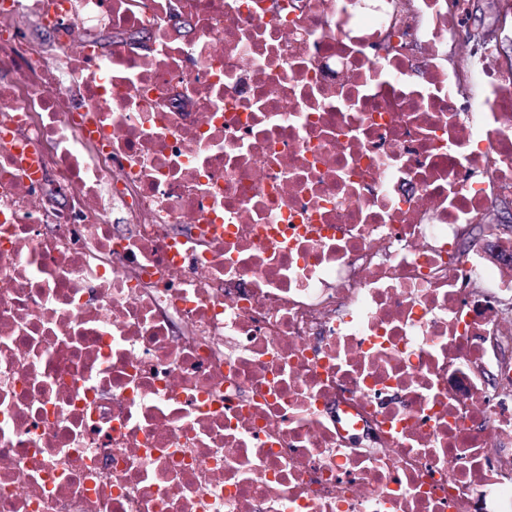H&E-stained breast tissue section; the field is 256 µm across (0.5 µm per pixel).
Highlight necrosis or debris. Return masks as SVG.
<instances>
[{"instance_id":"1","label":"necrosis or debris","mask_w":512,"mask_h":512,"mask_svg":"<svg viewBox=\"0 0 512 512\" xmlns=\"http://www.w3.org/2000/svg\"><path fill=\"white\" fill-rule=\"evenodd\" d=\"M494 7L0 0V512H512ZM474 2L475 14L473 24L468 28L462 29L458 34V44L461 48L462 46L467 48L472 43V35L475 31L484 28L492 18L489 0H474ZM470 36L471 38H469Z\"/></svg>"}]
</instances>
